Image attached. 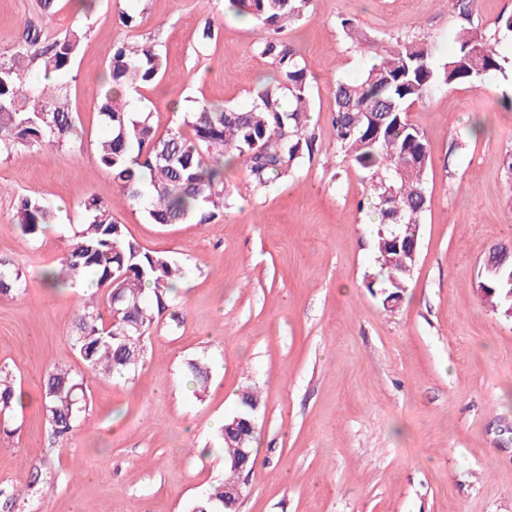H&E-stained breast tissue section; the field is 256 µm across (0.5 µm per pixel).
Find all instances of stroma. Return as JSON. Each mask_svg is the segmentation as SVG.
Instances as JSON below:
<instances>
[{"label": "stroma", "instance_id": "stroma-1", "mask_svg": "<svg viewBox=\"0 0 512 512\" xmlns=\"http://www.w3.org/2000/svg\"><path fill=\"white\" fill-rule=\"evenodd\" d=\"M141 22L128 28L121 13ZM512 0H476L473 24L496 37L507 63L492 78L435 92L407 118L431 149L430 203L418 258L399 307L366 288L375 275L376 228L358 203L368 184L336 154L333 88L359 77L384 47L405 38L446 57L461 24L446 0H313L288 26L312 77V158L270 188L245 166L224 171L218 221L161 225L125 200L96 159L104 131L92 92L117 42H151L163 67L130 92L156 136L184 130V106H245L270 70L253 50L256 25L224 0H96L81 19L74 0L45 16L39 0H0V53L26 27L52 39L86 33L58 103L82 133L59 146L0 155V259L18 265L25 292L0 299V367L23 393L14 436L0 441V486H25L52 468L32 512H191L224 477L217 434L244 387L262 396L255 470L244 472L235 512H512V317L493 311L477 286L485 258L512 244V179L498 164L512 151V33L495 23ZM356 19L360 47L337 25ZM215 36L201 42L206 25ZM487 131L468 136L471 118ZM141 249L186 270L177 319L162 317L136 371L90 374L73 347L84 286L47 288L43 269L67 253L89 196ZM57 207L55 224L22 237L18 197ZM209 369L195 392L189 365ZM62 366L82 375L91 401L72 437L51 445L40 381Z\"/></svg>", "mask_w": 512, "mask_h": 512}]
</instances>
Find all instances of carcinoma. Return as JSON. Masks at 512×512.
Wrapping results in <instances>:
<instances>
[{
	"instance_id": "cac0c4a2",
	"label": "carcinoma",
	"mask_w": 512,
	"mask_h": 512,
	"mask_svg": "<svg viewBox=\"0 0 512 512\" xmlns=\"http://www.w3.org/2000/svg\"><path fill=\"white\" fill-rule=\"evenodd\" d=\"M227 10L255 22L260 35L255 53L268 59L274 76L260 82L248 106L199 103L185 112L190 133L156 137L150 116L119 101V92L154 84L161 71L155 45L112 47L106 77L96 91L105 127L97 145V160L111 174L123 196L139 202L157 224L193 219L209 224L224 212V166L242 163L254 187L265 189L291 175L315 150L308 134L312 86L300 51L278 38L288 25L310 15L311 0H226ZM467 22L455 37L456 47L435 62L433 50L419 40L405 39L388 46L355 80H339L333 91L332 125L336 149L348 165L363 173L368 195L359 202L377 226L376 262L380 277L367 287L378 288L383 305H396L407 288L416 258L405 242L420 239L421 220L428 207L427 174L430 148L424 133L407 119L410 107L445 88L502 71V59L489 39L472 32L474 0H451ZM83 27L63 38L49 40L26 28L9 50L10 61L0 62V151L53 145L78 137L72 115L56 106L54 87L27 76L24 62L38 60L44 75L67 74L83 38ZM87 224L76 231L59 267L44 271L53 289H65L84 280L107 290L112 319L104 321L96 293L88 295L76 317L74 347L86 368L103 377L129 372L144 353L145 337L159 317L174 307L180 265L160 253L142 250L127 238L112 217V205L96 196L83 203ZM55 206L36 197L18 199L15 224L26 238L35 237L53 223ZM402 243L393 244L394 235ZM486 302L495 311L512 314V261L481 283ZM23 273L0 259V297L23 293ZM41 409L53 443L63 444L86 411L84 378L65 367L48 372L41 385ZM261 405L258 391L246 387L236 410L226 418L220 435L226 470L192 512H224L236 500L225 489L239 483L234 462L242 451L254 452L257 427L252 407ZM21 396L11 374L0 369V436L11 437ZM237 429H230L234 420ZM244 448H239V445ZM41 479L37 473L24 495L0 487V507L15 512Z\"/></svg>"
}]
</instances>
